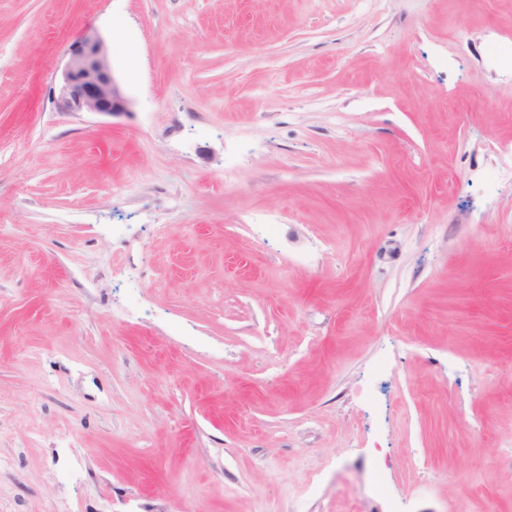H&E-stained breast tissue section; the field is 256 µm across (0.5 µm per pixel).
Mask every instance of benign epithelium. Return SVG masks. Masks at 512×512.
Listing matches in <instances>:
<instances>
[{
  "instance_id": "obj_1",
  "label": "benign epithelium",
  "mask_w": 512,
  "mask_h": 512,
  "mask_svg": "<svg viewBox=\"0 0 512 512\" xmlns=\"http://www.w3.org/2000/svg\"><path fill=\"white\" fill-rule=\"evenodd\" d=\"M54 104L60 112L113 116L127 111V99L114 78L104 40L96 30L82 34L61 69Z\"/></svg>"
}]
</instances>
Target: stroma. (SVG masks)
Listing matches in <instances>:
<instances>
[{
    "label": "stroma",
    "instance_id": "obj_1",
    "mask_svg": "<svg viewBox=\"0 0 512 512\" xmlns=\"http://www.w3.org/2000/svg\"><path fill=\"white\" fill-rule=\"evenodd\" d=\"M129 101L60 112L85 27ZM512 0H0V512H512Z\"/></svg>",
    "mask_w": 512,
    "mask_h": 512
}]
</instances>
